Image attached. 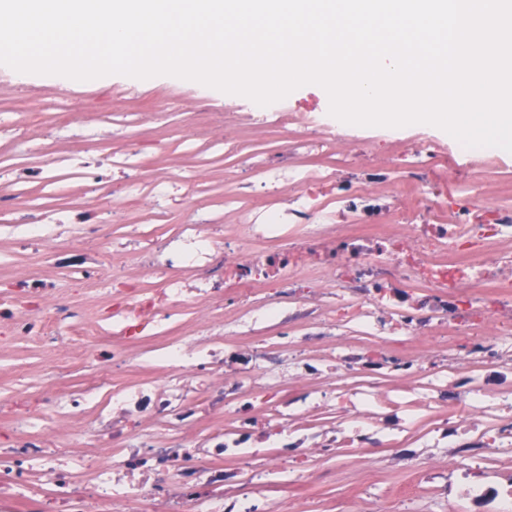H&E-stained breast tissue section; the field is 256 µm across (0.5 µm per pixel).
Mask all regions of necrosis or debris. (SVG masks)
<instances>
[{
	"instance_id": "necrosis-or-debris-1",
	"label": "necrosis or debris",
	"mask_w": 512,
	"mask_h": 512,
	"mask_svg": "<svg viewBox=\"0 0 512 512\" xmlns=\"http://www.w3.org/2000/svg\"><path fill=\"white\" fill-rule=\"evenodd\" d=\"M134 109L70 112L51 103L0 122V257L40 254L52 277L0 290V351H68L84 342L94 374L80 390L47 379L39 397L9 401L0 433V512H237L229 480H254L290 456L332 448H451L448 467L483 466L460 484L452 512H512V206L486 205L477 184L434 190L440 166L504 157L496 147L449 148L419 136L387 185L391 204L370 208L356 183L322 200L311 180L336 181L339 132L317 117L280 112L268 123L281 159L252 181L187 209L158 232L173 192L196 197L193 172L178 186L139 178L140 152L103 155L100 140L62 154L57 141L89 127L140 126ZM330 161L309 174L298 157ZM129 175L127 195L146 218L130 238L150 248L120 265L80 249L116 245L107 220L109 170ZM94 198H68L67 184ZM238 222H224L226 212ZM266 250H257V243ZM250 301L277 336L251 341L242 320L224 321L226 298ZM354 401L332 426L312 419V398L335 380ZM432 418L415 437L409 409ZM73 421L74 450H47ZM261 441L277 453L224 468L233 448Z\"/></svg>"
}]
</instances>
